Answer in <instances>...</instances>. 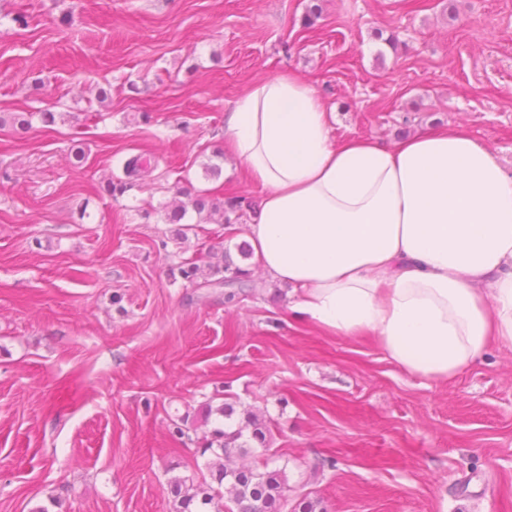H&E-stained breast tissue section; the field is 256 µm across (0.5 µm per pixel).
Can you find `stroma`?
<instances>
[{
  "instance_id": "35a3bbf8",
  "label": "stroma",
  "mask_w": 512,
  "mask_h": 512,
  "mask_svg": "<svg viewBox=\"0 0 512 512\" xmlns=\"http://www.w3.org/2000/svg\"><path fill=\"white\" fill-rule=\"evenodd\" d=\"M288 72L336 138L463 122L512 171V0H0V113L61 115L0 126V512H173L171 481L208 459L170 420L224 402L269 421L252 459L285 469L290 501L512 512V350L428 380L374 336L295 320L287 285L255 278L230 301L181 278L238 240L190 211L172 244L163 206L206 191L246 200L228 218L251 223L260 192L224 114ZM139 153L149 172L101 191Z\"/></svg>"
}]
</instances>
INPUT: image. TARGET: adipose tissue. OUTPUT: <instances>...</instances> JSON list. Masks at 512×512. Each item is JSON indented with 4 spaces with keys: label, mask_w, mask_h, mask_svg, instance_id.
I'll use <instances>...</instances> for the list:
<instances>
[{
    "label": "adipose tissue",
    "mask_w": 512,
    "mask_h": 512,
    "mask_svg": "<svg viewBox=\"0 0 512 512\" xmlns=\"http://www.w3.org/2000/svg\"><path fill=\"white\" fill-rule=\"evenodd\" d=\"M224 138L262 192L253 262L302 319L373 334L437 381L512 348V174L466 126L339 140L314 86L280 74L225 113Z\"/></svg>",
    "instance_id": "ef3b65f1"
}]
</instances>
